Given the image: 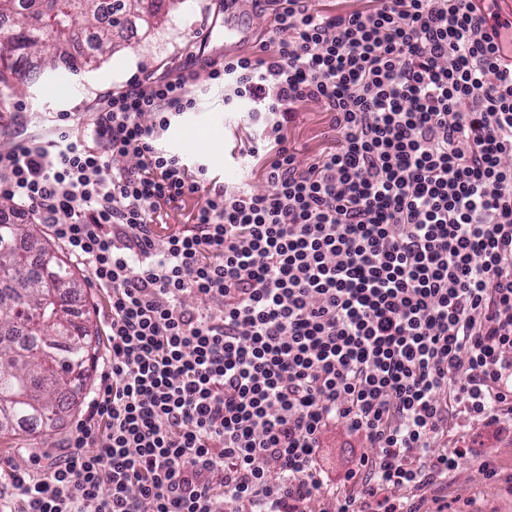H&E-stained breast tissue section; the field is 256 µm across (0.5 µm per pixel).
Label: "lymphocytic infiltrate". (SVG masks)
<instances>
[{
    "mask_svg": "<svg viewBox=\"0 0 512 512\" xmlns=\"http://www.w3.org/2000/svg\"><path fill=\"white\" fill-rule=\"evenodd\" d=\"M262 2L256 52L208 78L266 117L265 191L212 187L157 236L200 189L159 143L196 105L188 70L0 153V197L86 269L112 351L67 452L11 471L0 512H305L333 422L373 450L336 512H420L407 491L467 454H430L453 409L512 413V47L490 9ZM307 101L332 139L304 165L281 131Z\"/></svg>",
    "mask_w": 512,
    "mask_h": 512,
    "instance_id": "f902f5d3",
    "label": "lymphocytic infiltrate"
}]
</instances>
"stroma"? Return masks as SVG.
Masks as SVG:
<instances>
[{
    "label": "stroma",
    "mask_w": 512,
    "mask_h": 512,
    "mask_svg": "<svg viewBox=\"0 0 512 512\" xmlns=\"http://www.w3.org/2000/svg\"><path fill=\"white\" fill-rule=\"evenodd\" d=\"M228 19L258 36L270 25L269 15L252 5L251 0H233L229 5L222 0H187L151 32H116V51L104 57L92 71L68 76L58 98H45L46 86L41 83L32 93L19 95L9 108L0 110V151L24 139L46 135L47 119L52 114L64 112L70 125H85L88 101L98 93L125 84L139 67L155 68L163 74L186 69L196 73L191 87L196 107L172 122L164 135V146L179 150L188 163L206 162L201 190L216 184L230 189L264 190L262 160L244 152L258 131L249 116V103L226 106L223 89L211 83L206 69L193 57L194 52L201 50L208 60L223 62L224 22ZM283 134L298 161L310 162L329 143L328 118L323 106L314 102L302 104L295 118L284 125ZM101 382V373H93L87 393L78 396L71 416L65 417L50 435L0 433V470L29 468L35 456L46 459L62 455L77 424L85 418L90 392L96 391ZM459 448L467 449V456L449 472L447 481L425 491L426 512H433L436 500L441 498L448 500L454 512H512V488L503 480L504 475L512 473V414L489 422L459 414L448 436L434 441L432 451L451 455ZM367 453L361 437L344 424L325 429L319 450L325 495L309 504L307 512H330L332 492L342 485L348 468ZM488 459L495 461L502 479L486 477L481 463Z\"/></svg>",
    "instance_id": "stroma-1"
}]
</instances>
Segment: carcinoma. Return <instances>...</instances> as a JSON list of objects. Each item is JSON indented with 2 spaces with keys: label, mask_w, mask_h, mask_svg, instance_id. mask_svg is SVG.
I'll return each mask as SVG.
<instances>
[{
  "label": "carcinoma",
  "mask_w": 512,
  "mask_h": 512,
  "mask_svg": "<svg viewBox=\"0 0 512 512\" xmlns=\"http://www.w3.org/2000/svg\"><path fill=\"white\" fill-rule=\"evenodd\" d=\"M183 0H0V108L43 74L72 73L112 47L111 27L131 20L161 26ZM88 30L92 54L71 52L77 31ZM0 198V431L44 432L75 407L97 357L92 327L71 308L78 288L74 266L51 247L30 259L18 240L37 233L6 216Z\"/></svg>",
  "instance_id": "cac0c4a2"
}]
</instances>
